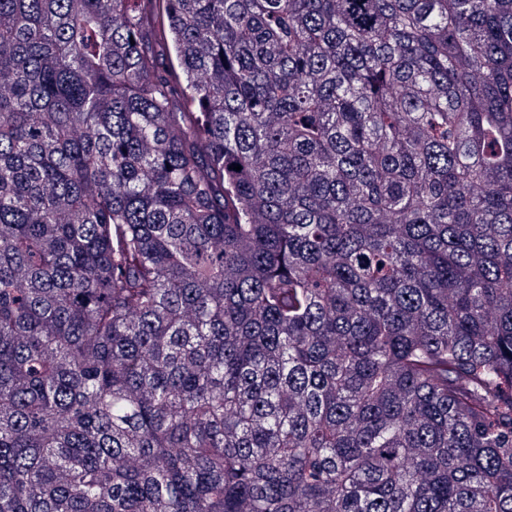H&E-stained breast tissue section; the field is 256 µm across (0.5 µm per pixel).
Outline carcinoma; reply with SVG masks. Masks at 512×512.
<instances>
[{"label":"carcinoma","instance_id":"obj_1","mask_svg":"<svg viewBox=\"0 0 512 512\" xmlns=\"http://www.w3.org/2000/svg\"><path fill=\"white\" fill-rule=\"evenodd\" d=\"M0 512H512V0H0Z\"/></svg>","mask_w":512,"mask_h":512}]
</instances>
